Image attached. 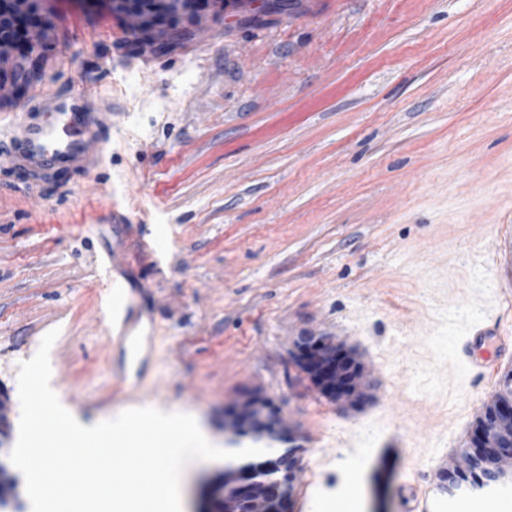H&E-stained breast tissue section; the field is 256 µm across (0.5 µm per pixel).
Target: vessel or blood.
Masks as SVG:
<instances>
[{
    "label": "vessel or blood",
    "mask_w": 512,
    "mask_h": 512,
    "mask_svg": "<svg viewBox=\"0 0 512 512\" xmlns=\"http://www.w3.org/2000/svg\"><path fill=\"white\" fill-rule=\"evenodd\" d=\"M90 103L79 94L59 99L54 112L40 125L27 127L24 134L15 139L7 157L12 163L28 167L33 173L60 165L79 169L95 167L98 156L87 153V141L104 131L102 124L89 120ZM168 243L164 225H156L154 232L142 233L133 240L136 250L159 255ZM105 305L110 313L111 333L118 342H125L136 321L125 299V290L117 278L107 280ZM495 332L490 326H473L459 342L458 354L476 376H486L496 360L504 353V346L496 344Z\"/></svg>",
    "instance_id": "vessel-or-blood-1"
}]
</instances>
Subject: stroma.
Returning a JSON list of instances; mask_svg holds the SVG:
<instances>
[{
	"label": "stroma",
	"instance_id": "35a3bbf8",
	"mask_svg": "<svg viewBox=\"0 0 512 512\" xmlns=\"http://www.w3.org/2000/svg\"><path fill=\"white\" fill-rule=\"evenodd\" d=\"M54 23L38 80L0 86V389L50 330L51 386L85 426L130 408L187 413L215 446L224 413L271 401L293 428L288 512H512V484L440 491L512 354L479 378L456 347L476 324L512 346V0H288L250 22L228 0L168 52L86 0H43ZM81 91L110 113L99 164L41 175L6 162L19 132ZM163 224L162 267L114 217ZM112 262L150 337L142 384L118 369L99 305ZM363 364L357 406L324 397L292 361L302 331ZM223 461L182 472L202 512Z\"/></svg>",
	"mask_w": 512,
	"mask_h": 512
}]
</instances>
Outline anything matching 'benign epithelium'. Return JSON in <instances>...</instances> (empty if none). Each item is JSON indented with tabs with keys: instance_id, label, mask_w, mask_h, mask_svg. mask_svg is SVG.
I'll list each match as a JSON object with an SVG mask.
<instances>
[{
	"instance_id": "benign-epithelium-1",
	"label": "benign epithelium",
	"mask_w": 512,
	"mask_h": 512,
	"mask_svg": "<svg viewBox=\"0 0 512 512\" xmlns=\"http://www.w3.org/2000/svg\"><path fill=\"white\" fill-rule=\"evenodd\" d=\"M110 7L133 20L146 39L165 44L176 36V23L196 19L223 0H107ZM51 22L37 0H0V85L10 84L22 96L37 78L42 62L38 41L48 38ZM298 365L326 395L351 404L366 396L363 366L339 343L311 331L296 340ZM249 434L265 448L292 444L284 419L264 403L250 399L224 413L227 442ZM472 444L452 458L439 473V488L453 494L462 475L479 474L491 485L512 482V375L502 377ZM296 476L295 452L288 450L264 459L253 469L228 464L224 479L211 493L207 512H287L285 490ZM17 495V482L0 469V502Z\"/></svg>"
}]
</instances>
